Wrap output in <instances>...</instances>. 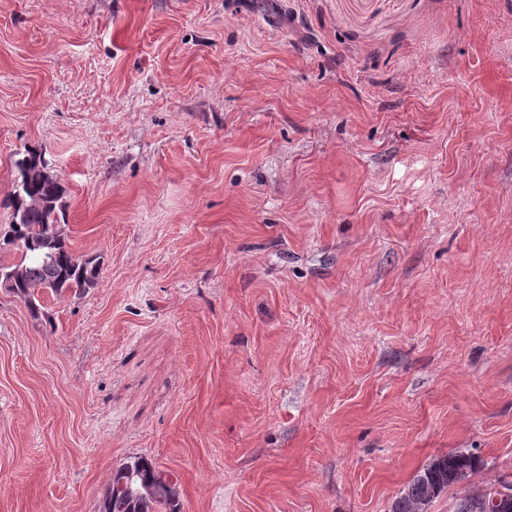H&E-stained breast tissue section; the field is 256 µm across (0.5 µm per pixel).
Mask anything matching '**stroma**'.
I'll return each instance as SVG.
<instances>
[{
    "instance_id": "stroma-1",
    "label": "stroma",
    "mask_w": 512,
    "mask_h": 512,
    "mask_svg": "<svg viewBox=\"0 0 512 512\" xmlns=\"http://www.w3.org/2000/svg\"><path fill=\"white\" fill-rule=\"evenodd\" d=\"M102 255L0 289V512H389L512 471V0H0V198ZM15 156L17 175L0 206L11 211L3 242L15 245L20 257L11 265L0 264V273L16 275L8 292L26 302L38 317L36 302L40 303L45 289L55 295L84 293L97 284L103 261L97 254L78 255L65 232L57 235L67 224V207L58 177L40 173L39 167L50 169L45 152L28 147ZM484 466V460L470 451L450 450L434 457L395 496L390 512H427L431 503L451 488L463 491V495L456 498L453 512H512V498L511 511L491 508L492 499L508 473L499 475L495 483L489 485L473 481ZM98 512H181L177 483L145 457L112 470Z\"/></svg>"
}]
</instances>
